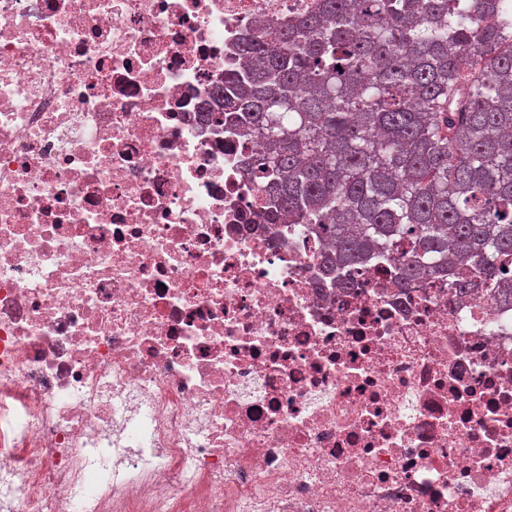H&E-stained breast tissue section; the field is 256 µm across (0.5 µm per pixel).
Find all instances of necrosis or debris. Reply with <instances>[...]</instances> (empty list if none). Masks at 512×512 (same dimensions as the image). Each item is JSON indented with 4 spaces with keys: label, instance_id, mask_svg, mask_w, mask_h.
I'll return each mask as SVG.
<instances>
[{
    "label": "necrosis or debris",
    "instance_id": "obj_1",
    "mask_svg": "<svg viewBox=\"0 0 512 512\" xmlns=\"http://www.w3.org/2000/svg\"><path fill=\"white\" fill-rule=\"evenodd\" d=\"M319 0H0L5 512H512V303L257 224L244 38Z\"/></svg>",
    "mask_w": 512,
    "mask_h": 512
}]
</instances>
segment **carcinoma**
Here are the masks:
<instances>
[{
    "label": "carcinoma",
    "mask_w": 512,
    "mask_h": 512,
    "mask_svg": "<svg viewBox=\"0 0 512 512\" xmlns=\"http://www.w3.org/2000/svg\"><path fill=\"white\" fill-rule=\"evenodd\" d=\"M512 9L497 0H322L240 46L228 127L262 145L248 179L311 225L321 264L395 281L468 266L512 301Z\"/></svg>",
    "instance_id": "cac0c4a2"
}]
</instances>
